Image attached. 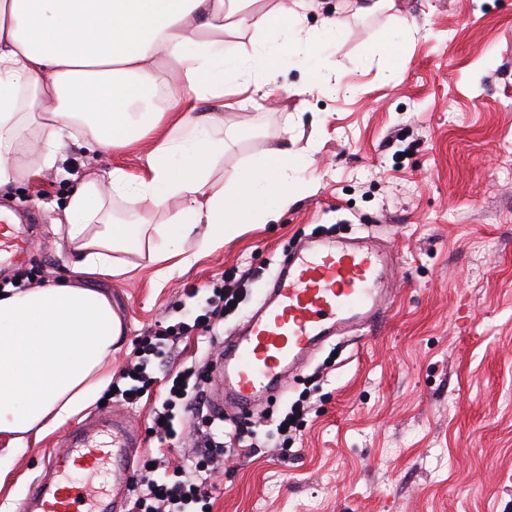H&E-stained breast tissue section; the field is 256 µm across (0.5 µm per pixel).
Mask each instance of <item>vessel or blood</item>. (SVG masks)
Here are the masks:
<instances>
[{"label":"vessel or blood","instance_id":"b4317fda","mask_svg":"<svg viewBox=\"0 0 512 512\" xmlns=\"http://www.w3.org/2000/svg\"><path fill=\"white\" fill-rule=\"evenodd\" d=\"M27 243L26 228L0 215V265L12 263ZM390 263V253L365 238L318 235L299 242L280 260L246 329L225 342L224 355L214 364L213 375L223 389L220 406L245 413L256 400L276 397L288 372L330 336L372 324L385 303ZM141 446L124 413L95 417L47 458L30 486L24 512H125L132 463ZM72 458L93 473L102 460L111 459V493L97 494L72 481L65 469Z\"/></svg>","mask_w":512,"mask_h":512}]
</instances>
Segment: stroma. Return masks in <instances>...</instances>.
Listing matches in <instances>:
<instances>
[{"instance_id":"stroma-1","label":"stroma","mask_w":512,"mask_h":512,"mask_svg":"<svg viewBox=\"0 0 512 512\" xmlns=\"http://www.w3.org/2000/svg\"><path fill=\"white\" fill-rule=\"evenodd\" d=\"M402 17L417 30L393 52L382 41ZM337 19L340 39L324 24ZM306 29L332 88L296 94L305 68L285 61L270 73L274 96L224 122L219 171L241 170L266 147L313 149L311 187L263 224L243 225L223 249L158 277L130 255L122 280L93 279L126 326L111 362L120 376L139 336L182 319L186 292L222 284L228 270L264 268L247 301L225 317L231 336L260 304L288 246L323 226L373 236L389 247L387 310L364 331L331 337L290 373L274 402L224 413V427L258 432L234 448L212 479V512H512V0H383L358 12L355 0H313ZM154 137L107 156L73 148L53 170L0 192V208L31 213L40 232L21 269L33 284L68 271L70 253L53 222L77 177L118 166L133 176ZM208 341L190 335L149 370L163 377L206 361ZM308 413L281 444L271 416L302 391ZM151 387L138 405L115 398L87 416L115 410L139 430V459L186 463L189 445L163 447L148 431L158 404ZM64 426L4 467L0 512H21Z\"/></svg>"}]
</instances>
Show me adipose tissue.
<instances>
[{"mask_svg":"<svg viewBox=\"0 0 512 512\" xmlns=\"http://www.w3.org/2000/svg\"><path fill=\"white\" fill-rule=\"evenodd\" d=\"M305 0L248 10L243 0H0V190L54 169L70 147L109 154L150 133L144 173L85 175L56 220L73 255L71 278L0 292V462L25 452L94 405L112 384L107 362L125 333L107 293L84 279L122 277L129 255L168 275L226 235L287 208L304 159L287 144L218 176L224 115L269 97L263 71L310 59L302 94L325 75L305 35ZM251 35L252 54L225 31ZM218 101L215 112L202 103ZM153 102L131 113L134 102ZM126 215L114 217L113 200ZM163 214L158 224L146 214Z\"/></svg>","mask_w":512,"mask_h":512,"instance_id":"adipose-tissue-1","label":"adipose tissue"}]
</instances>
